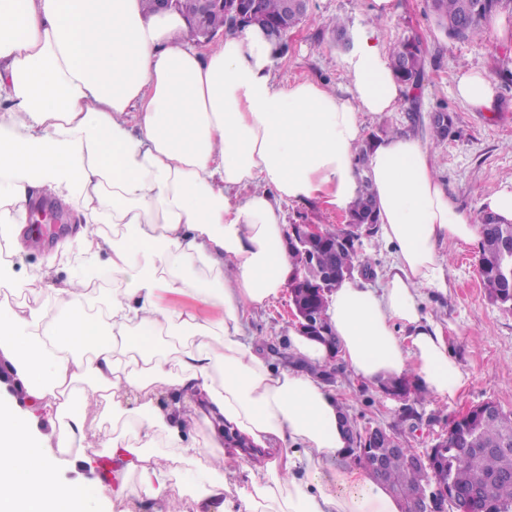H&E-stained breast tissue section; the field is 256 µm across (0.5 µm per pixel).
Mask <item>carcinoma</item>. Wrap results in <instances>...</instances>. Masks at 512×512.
<instances>
[{"mask_svg":"<svg viewBox=\"0 0 512 512\" xmlns=\"http://www.w3.org/2000/svg\"><path fill=\"white\" fill-rule=\"evenodd\" d=\"M512 0H430L437 25L449 39L470 42L483 36L487 23ZM224 5L239 6L242 20L239 27L258 24L273 32L292 28L303 20L308 11V0H296L294 7L285 9V0H226ZM390 65L397 82L410 91L420 88L425 79L424 57L418 38L408 36L395 47ZM454 116L430 123L431 135L443 141L453 133ZM350 224H376V204L368 191L354 202L348 213ZM498 220L485 217L480 242L479 277L487 296L494 302L512 304V283L505 280L496 259ZM326 245L324 262L336 270V282L358 265L368 263L361 245L345 237V230L328 227L324 231ZM446 448L435 457L432 468L415 467L410 462L411 450L403 448L397 453L387 449L380 441L371 455L384 462L379 468H369L373 476L404 503L423 494L433 478H448L452 490L463 493L478 483L485 484V496L473 503L471 512H512V452L495 455L483 452L485 448L512 449V412L472 423L456 418L448 421Z\"/></svg>","mask_w":512,"mask_h":512,"instance_id":"obj_1","label":"carcinoma"}]
</instances>
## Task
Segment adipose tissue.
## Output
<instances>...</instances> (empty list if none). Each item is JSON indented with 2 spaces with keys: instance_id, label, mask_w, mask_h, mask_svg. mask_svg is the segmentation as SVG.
<instances>
[{
  "instance_id": "ef3b65f1",
  "label": "adipose tissue",
  "mask_w": 512,
  "mask_h": 512,
  "mask_svg": "<svg viewBox=\"0 0 512 512\" xmlns=\"http://www.w3.org/2000/svg\"><path fill=\"white\" fill-rule=\"evenodd\" d=\"M395 14V0H370L342 97L277 85V50L255 27L203 50L180 14L142 0H0V237L21 252L44 197L75 224L61 245L71 275L50 298L40 285L51 267L0 264V285L22 295L0 303V351L58 424L48 445L0 403V512H98L103 484L61 480L57 464L93 452L88 412L111 417L129 393L141 398L139 431L113 428L107 442L124 463L117 496L188 483L224 512H400L366 468L343 465L341 400L316 372L326 347L290 333L304 365L276 371L246 334L250 311L292 272L285 205L346 211L367 184L393 259L379 283L355 273L331 293L339 357L355 379L407 374L441 400L466 383L421 291L447 290L439 249L477 226L422 137L392 134L358 156L363 115L406 93L376 27ZM104 261L121 285L97 303L83 288ZM87 377L89 397L76 388ZM190 424L202 444L188 443ZM158 446L169 467L153 462Z\"/></svg>"
}]
</instances>
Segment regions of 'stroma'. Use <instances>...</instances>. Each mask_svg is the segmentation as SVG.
<instances>
[{"label":"stroma","mask_w":512,"mask_h":512,"mask_svg":"<svg viewBox=\"0 0 512 512\" xmlns=\"http://www.w3.org/2000/svg\"><path fill=\"white\" fill-rule=\"evenodd\" d=\"M369 0H310L307 17L278 52L273 67L277 84L316 82L347 95L349 79L341 59L349 55L357 34L366 23ZM398 12L387 22L382 37L385 53H392L400 39L416 35L421 43L426 78L415 101L401 100L390 112L365 114L364 133L387 127L408 131L428 127L430 115L447 109L455 117L456 133L442 141H430L438 157V176L449 188L458 207L480 217L484 198L503 187H512V11L504 10L489 23L482 39L453 43L437 27L428 0H396ZM342 19L345 43H337L328 27L330 19ZM477 71L496 84L491 108L476 112L456 92V80L464 71ZM418 121H410V112ZM448 264V291L423 292V309L442 327L451 356L467 378L450 401L427 400L418 415L402 420L401 401L385 395L380 387L354 381L345 366H338L332 384L343 396L350 419L358 427H378L401 447L423 452L443 434L448 418L487 401L512 411V310L493 303L480 286L478 242L448 245L443 249ZM289 297L280 293L269 305L249 315L248 335L263 339L273 367L288 369L287 318ZM0 399L25 415L32 431L47 443H55L58 426L35 404L25 402L26 391L15 368L0 353Z\"/></svg>","instance_id":"35a3bbf8"}]
</instances>
